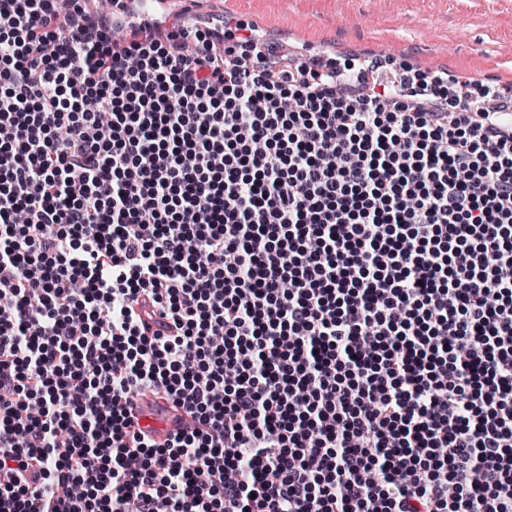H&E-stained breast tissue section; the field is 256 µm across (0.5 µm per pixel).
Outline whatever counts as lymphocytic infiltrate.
Wrapping results in <instances>:
<instances>
[{
	"mask_svg": "<svg viewBox=\"0 0 512 512\" xmlns=\"http://www.w3.org/2000/svg\"><path fill=\"white\" fill-rule=\"evenodd\" d=\"M401 70L0 0V512H512V115ZM155 404L165 411L167 422L165 427L171 432L183 431L194 426L195 420L183 409L173 407L167 400L155 397Z\"/></svg>",
	"mask_w": 512,
	"mask_h": 512,
	"instance_id": "lymphocytic-infiltrate-1",
	"label": "lymphocytic infiltrate"
}]
</instances>
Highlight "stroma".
I'll return each mask as SVG.
<instances>
[{
	"label": "stroma",
	"mask_w": 512,
	"mask_h": 512,
	"mask_svg": "<svg viewBox=\"0 0 512 512\" xmlns=\"http://www.w3.org/2000/svg\"><path fill=\"white\" fill-rule=\"evenodd\" d=\"M193 12L359 68L407 59L458 86L478 78L512 91V0H197Z\"/></svg>",
	"instance_id": "1"
}]
</instances>
